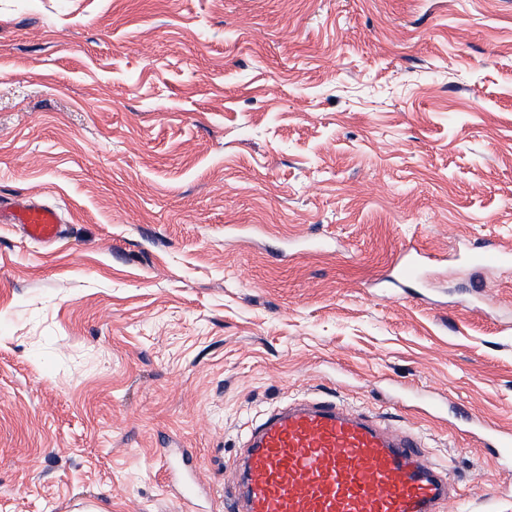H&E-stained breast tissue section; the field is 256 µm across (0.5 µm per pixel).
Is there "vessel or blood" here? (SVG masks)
Wrapping results in <instances>:
<instances>
[{
  "label": "vessel or blood",
  "instance_id": "vessel-or-blood-1",
  "mask_svg": "<svg viewBox=\"0 0 512 512\" xmlns=\"http://www.w3.org/2000/svg\"><path fill=\"white\" fill-rule=\"evenodd\" d=\"M0 223L20 225L29 239L61 238L60 211L34 198L0 201ZM427 254L420 245L399 255L391 287L420 283ZM475 266L503 265L512 254L492 242L472 253ZM501 465L512 464V435L464 419ZM235 464L238 480L224 495L225 512H447L456 496L425 438L354 412L341 400L304 399L265 414Z\"/></svg>",
  "mask_w": 512,
  "mask_h": 512
}]
</instances>
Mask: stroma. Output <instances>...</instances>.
I'll return each mask as SVG.
<instances>
[{
	"label": "stroma",
	"instance_id": "1",
	"mask_svg": "<svg viewBox=\"0 0 512 512\" xmlns=\"http://www.w3.org/2000/svg\"><path fill=\"white\" fill-rule=\"evenodd\" d=\"M0 512H212L252 423L334 396L424 432L462 498L512 471V0H0ZM421 243L426 293L383 275ZM486 286L461 307L473 282ZM0 223L20 224L26 237L42 244L56 242L64 231V219L57 208L26 196L7 204L0 201ZM471 261L476 267L487 264L503 265L511 263V253L503 252L492 242H483L472 251ZM460 421L467 431L480 437L481 444L491 451L502 466H510L512 463V436L510 433H502L475 419L461 418Z\"/></svg>",
	"mask_w": 512,
	"mask_h": 512
}]
</instances>
